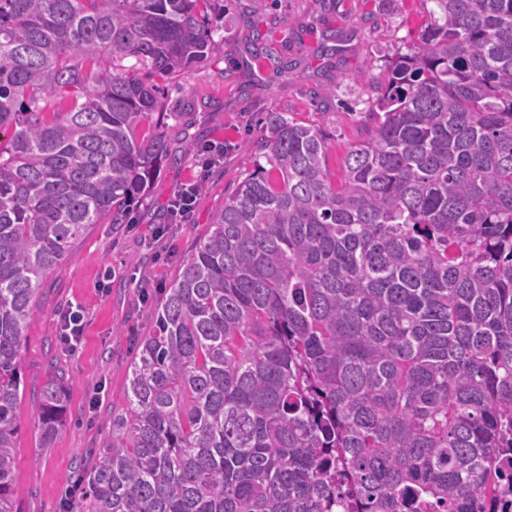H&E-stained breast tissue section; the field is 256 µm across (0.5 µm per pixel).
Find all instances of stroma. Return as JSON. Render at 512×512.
<instances>
[{"label":"stroma","mask_w":512,"mask_h":512,"mask_svg":"<svg viewBox=\"0 0 512 512\" xmlns=\"http://www.w3.org/2000/svg\"><path fill=\"white\" fill-rule=\"evenodd\" d=\"M425 20L420 0H399L389 11L381 0H334L321 10L314 0H224L211 57L165 89L171 117L162 127L173 152L188 141L220 143L224 160L206 171L192 156L167 163L133 206L130 223L91 225L48 276L24 330L13 512H86L64 491L107 434L136 344L154 331L166 288L252 170L255 155L242 144L264 140L267 113L285 112L321 130L330 176L341 180L344 154L366 135L370 79L381 75L384 56L406 52ZM330 29L343 40L327 56L321 43ZM257 38L296 59L298 68L279 73L252 56ZM189 185L197 188L192 214L169 219L176 191ZM70 304L85 314L73 349L60 336V315ZM55 376L64 378L69 400L62 428L45 446L33 406Z\"/></svg>","instance_id":"1"}]
</instances>
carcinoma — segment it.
I'll return each instance as SVG.
<instances>
[{
    "mask_svg": "<svg viewBox=\"0 0 512 512\" xmlns=\"http://www.w3.org/2000/svg\"><path fill=\"white\" fill-rule=\"evenodd\" d=\"M213 0H0V512L17 493L23 332L93 224L164 164V83ZM333 183L285 112L166 289L87 512H469L512 449V0H421ZM280 71L295 62L256 45ZM134 58L127 67L123 61ZM68 394L41 390L38 427Z\"/></svg>",
    "mask_w": 512,
    "mask_h": 512,
    "instance_id": "carcinoma-1",
    "label": "carcinoma"
}]
</instances>
